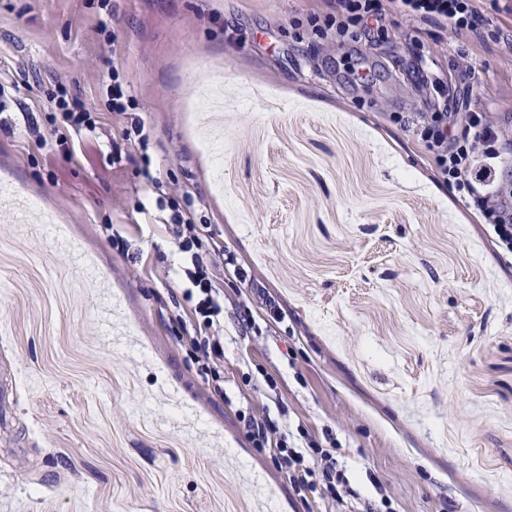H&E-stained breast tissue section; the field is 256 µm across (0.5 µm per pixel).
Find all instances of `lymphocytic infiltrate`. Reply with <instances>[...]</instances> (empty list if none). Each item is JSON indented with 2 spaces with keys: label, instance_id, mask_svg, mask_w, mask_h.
<instances>
[{
  "label": "lymphocytic infiltrate",
  "instance_id": "1",
  "mask_svg": "<svg viewBox=\"0 0 512 512\" xmlns=\"http://www.w3.org/2000/svg\"><path fill=\"white\" fill-rule=\"evenodd\" d=\"M495 12L512 16V0H322L321 6L304 9L303 14L317 39L351 45L353 59L337 77L353 86L376 77L368 65L372 55L368 39L385 34L395 19L409 23L408 49L414 67L427 72L419 82L423 108L397 113L394 120L426 148L439 178L472 198L482 223L491 225L500 246L511 252L512 182L504 183L498 177L503 162L502 133L485 112L461 96L462 86L477 80L470 58L473 48L495 46L512 55V26L493 23ZM427 26L451 32L460 42L452 64L456 82H449L444 70L432 64L430 50L421 38ZM107 96L109 111L123 119L119 139L108 142L112 163L139 165L144 183L155 197L152 220L164 229L181 259L174 270L180 297L169 320L179 328V342L205 386L213 395L226 398L224 289L218 271L233 274L250 290L248 303L236 308L241 332L261 334L252 311L256 305L274 322H283L279 304L239 263L230 247L211 243L210 227L198 219L194 209L168 207L166 184L152 169L148 154L152 130L135 111L122 69L113 68ZM47 100L52 108L50 121L60 123L63 129L56 143L64 156H71L75 142H99L101 115L91 111L78 95L59 85L48 92ZM242 383L261 392L269 403L258 411L249 397H240L234 406L240 429L252 447L268 456L286 476L301 505L315 500L330 512H395L383 486H376L372 498L362 496L353 486L337 453L335 431L325 428L315 434L305 424L290 425L288 407L279 395V376L264 370L257 376H244Z\"/></svg>",
  "mask_w": 512,
  "mask_h": 512
}]
</instances>
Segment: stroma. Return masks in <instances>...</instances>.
<instances>
[{"instance_id": "obj_1", "label": "stroma", "mask_w": 512, "mask_h": 512, "mask_svg": "<svg viewBox=\"0 0 512 512\" xmlns=\"http://www.w3.org/2000/svg\"><path fill=\"white\" fill-rule=\"evenodd\" d=\"M0 0V512H320L240 432L242 374L279 375L291 421L329 426L354 487L396 512H512V253L392 115L422 97L378 46L366 90L330 77L292 20L303 0ZM120 66L177 202L235 251L285 314L241 335L224 278L227 399L167 319L178 257L144 232L157 275L103 237L153 206L138 167L31 139L52 84L103 108ZM473 96L512 141V57L478 51Z\"/></svg>"}]
</instances>
